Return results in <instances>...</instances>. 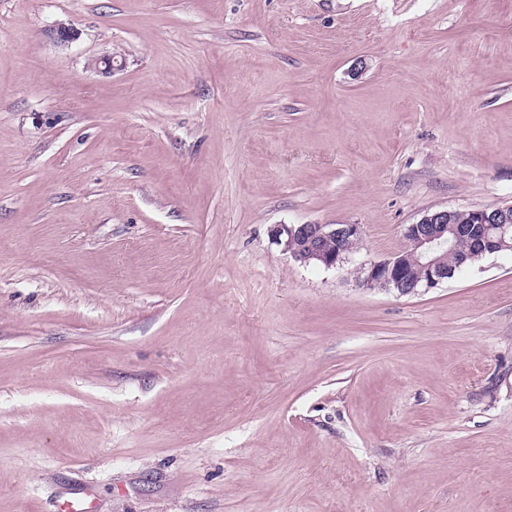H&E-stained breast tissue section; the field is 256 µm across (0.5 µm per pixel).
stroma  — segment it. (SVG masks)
<instances>
[{"label": "stroma", "mask_w": 512, "mask_h": 512, "mask_svg": "<svg viewBox=\"0 0 512 512\" xmlns=\"http://www.w3.org/2000/svg\"><path fill=\"white\" fill-rule=\"evenodd\" d=\"M509 201L512 0H0V512H512ZM456 211V224L453 223L454 210L442 209L428 212L415 224L407 225L404 236L411 243L413 251L420 250L423 277L413 279L412 275H419V266L415 256L411 254L412 248L407 246L404 251L408 256L412 275L408 270L406 256L399 251L389 258L370 263L367 268H363L365 276L362 285L369 289L385 288L402 296L415 295L418 294L419 288H433L476 262L467 259L472 246V258L512 251V203L493 208L473 209L472 224L470 209ZM448 233L451 239L462 236L470 237L471 241L461 238L448 244L451 240ZM447 244L448 246L443 249ZM441 250L442 262L445 266L448 265V268L443 266L440 258L436 256ZM271 236L295 263L336 269L353 253L345 245L362 238V227L358 224H276ZM330 241L328 246L332 249L335 245L337 248L338 243L342 245L330 250L326 246Z\"/></svg>", "instance_id": "obj_1"}]
</instances>
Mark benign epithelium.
<instances>
[{"label":"benign epithelium","mask_w":512,"mask_h":512,"mask_svg":"<svg viewBox=\"0 0 512 512\" xmlns=\"http://www.w3.org/2000/svg\"><path fill=\"white\" fill-rule=\"evenodd\" d=\"M54 42L68 45L76 40L77 31L64 23L50 30ZM470 224L453 223V211L436 210L423 215L416 223L407 225L404 236L413 250L420 252L423 276L413 279L408 261L402 252L369 264L364 269L362 285L369 289L384 288L399 295H415L421 288H433L448 279V268L442 265L437 253L450 239L471 238V257L512 251V203L493 208L474 209ZM274 243L282 247L292 260L301 266L315 265L336 269L351 255L347 244L362 238L359 224H276L271 229ZM336 241L341 247L327 248Z\"/></svg>","instance_id":"obj_1"}]
</instances>
